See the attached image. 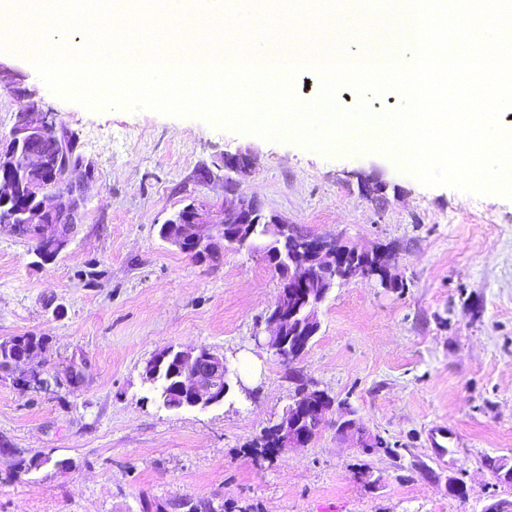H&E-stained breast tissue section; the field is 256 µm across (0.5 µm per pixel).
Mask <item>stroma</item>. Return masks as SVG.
<instances>
[{"instance_id": "obj_1", "label": "stroma", "mask_w": 512, "mask_h": 512, "mask_svg": "<svg viewBox=\"0 0 512 512\" xmlns=\"http://www.w3.org/2000/svg\"><path fill=\"white\" fill-rule=\"evenodd\" d=\"M0 87V135L37 102L95 171L68 248L44 261L0 229V336L49 343L48 368L87 363L84 383L32 392L0 380V512H142L190 498L226 512H485L512 502V199L426 187L370 151L332 157L253 130L147 109L91 111L53 94L23 57ZM256 153L241 193L303 230L391 254L399 288L352 281L321 304L299 368L396 447L366 453L326 423L278 456L252 441L280 418L295 385L268 347L281 280L259 254L199 262L161 240L189 202L219 213L224 156ZM384 188L375 200L362 189ZM204 346L241 379L223 402L166 408L143 381L167 347ZM448 430L444 448L430 430ZM49 455L28 474L17 456ZM72 461L68 472L55 463ZM466 485L448 493L449 478Z\"/></svg>"}]
</instances>
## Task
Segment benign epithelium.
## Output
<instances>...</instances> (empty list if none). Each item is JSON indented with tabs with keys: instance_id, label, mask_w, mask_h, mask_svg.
Masks as SVG:
<instances>
[{
	"instance_id": "1",
	"label": "benign epithelium",
	"mask_w": 512,
	"mask_h": 512,
	"mask_svg": "<svg viewBox=\"0 0 512 512\" xmlns=\"http://www.w3.org/2000/svg\"><path fill=\"white\" fill-rule=\"evenodd\" d=\"M54 132L51 152L36 148L38 140ZM257 166V156L250 150L224 156V210L220 220L223 231L209 219L205 206L191 202L160 226V238L182 253L201 259L216 249L218 241L226 248H251L280 275L282 287L266 322L275 327V334L268 337L266 345L279 362L288 366V376L296 384L295 397L285 417L270 428L278 441V451L310 443L314 439L311 426H323L326 414L332 408L328 393L305 379L297 363L310 344L311 337L320 329L318 311L324 298L307 287V278L316 264L336 266L342 272L356 269L344 278L350 282L358 279L374 280L383 288L395 287L389 275H381L388 266L386 255L376 252L368 257L374 264L353 267L352 258L358 249L301 230L279 215L264 210L253 197L238 194L240 181ZM94 177V168L76 152L68 131L56 128L47 116L35 120L32 113H17L9 134L0 139V227H7L20 237L37 241V255L42 259L53 258L66 250L85 205L83 189ZM65 183V190L56 189L58 182ZM231 224H261L264 236L271 240L288 238L291 248L288 266L282 268L270 259L267 243L257 245L247 242L242 231L235 234L227 227ZM44 355L32 349L24 353L19 364L9 375L23 391L41 389L50 385L46 361L35 362ZM173 358L183 366L181 380L175 391L163 389V405L167 408H207L224 400L229 388V366L224 357L206 347L194 350H177L167 347L150 359L143 373L144 383L151 386L160 380L162 364ZM85 363L72 360L64 381L78 386L84 381ZM336 432L357 436L359 447L369 453L377 447L378 438L367 435L352 418L336 422ZM179 512H224V500L194 502L181 500L171 504Z\"/></svg>"
}]
</instances>
